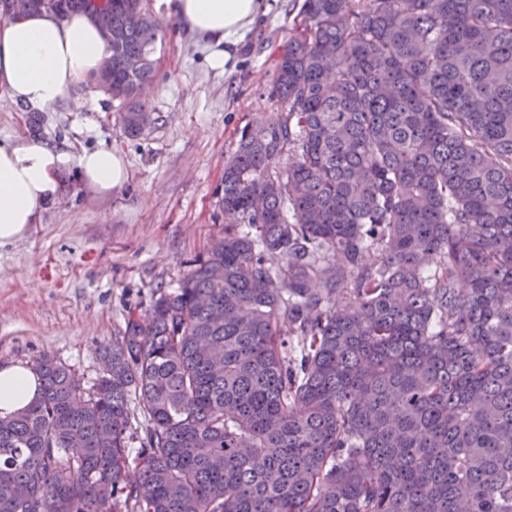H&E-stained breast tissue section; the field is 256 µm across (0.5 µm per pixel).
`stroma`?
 <instances>
[{
	"mask_svg": "<svg viewBox=\"0 0 512 512\" xmlns=\"http://www.w3.org/2000/svg\"><path fill=\"white\" fill-rule=\"evenodd\" d=\"M301 4L273 0L228 75L208 67L207 49L177 21L162 18L146 94L156 120L139 136L124 133L118 102L87 87L39 113L0 106V139L32 131L77 151L106 147L128 169L122 188L105 197L70 181L26 237L0 247V365L47 354L92 382L100 349L128 313L146 315L157 290L177 287L224 229L217 190L242 131L285 113L269 93Z\"/></svg>",
	"mask_w": 512,
	"mask_h": 512,
	"instance_id": "obj_1",
	"label": "stroma"
}]
</instances>
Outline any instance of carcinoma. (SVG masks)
I'll return each mask as SVG.
<instances>
[{
	"label": "carcinoma",
	"mask_w": 512,
	"mask_h": 512,
	"mask_svg": "<svg viewBox=\"0 0 512 512\" xmlns=\"http://www.w3.org/2000/svg\"><path fill=\"white\" fill-rule=\"evenodd\" d=\"M108 2L135 137L160 27ZM301 15L285 116L224 163L235 222L91 387L35 362L41 396L0 417V512H512V0Z\"/></svg>",
	"instance_id": "1"
}]
</instances>
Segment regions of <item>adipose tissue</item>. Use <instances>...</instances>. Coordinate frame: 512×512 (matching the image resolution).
I'll return each instance as SVG.
<instances>
[{
  "mask_svg": "<svg viewBox=\"0 0 512 512\" xmlns=\"http://www.w3.org/2000/svg\"><path fill=\"white\" fill-rule=\"evenodd\" d=\"M156 8L209 48L210 69L227 74L247 33L268 13L269 0H156ZM109 54L94 21L82 11L62 19L39 10L0 22V98L52 108ZM73 173L100 195L111 194L127 179L122 156L109 148L76 154L28 135L0 140V247L24 238L39 223L47 203L63 195ZM40 388L29 364L0 366V416L26 408Z\"/></svg>",
  "mask_w": 512,
  "mask_h": 512,
  "instance_id": "ef3b65f1",
  "label": "adipose tissue"
}]
</instances>
